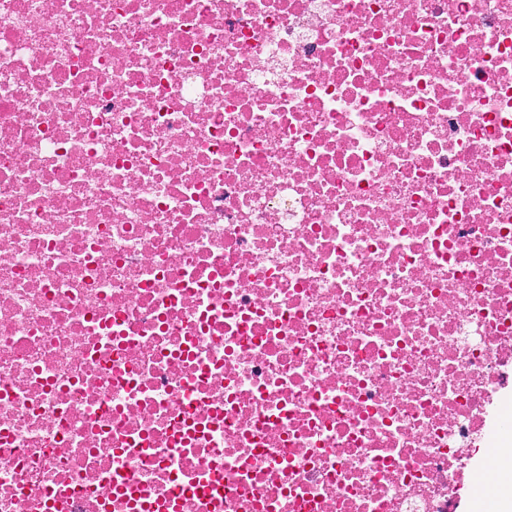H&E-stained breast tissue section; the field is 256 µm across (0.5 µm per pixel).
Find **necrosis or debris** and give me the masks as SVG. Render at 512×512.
<instances>
[{
  "label": "necrosis or debris",
  "instance_id": "1",
  "mask_svg": "<svg viewBox=\"0 0 512 512\" xmlns=\"http://www.w3.org/2000/svg\"><path fill=\"white\" fill-rule=\"evenodd\" d=\"M511 379L512 0H0V512H452Z\"/></svg>",
  "mask_w": 512,
  "mask_h": 512
}]
</instances>
